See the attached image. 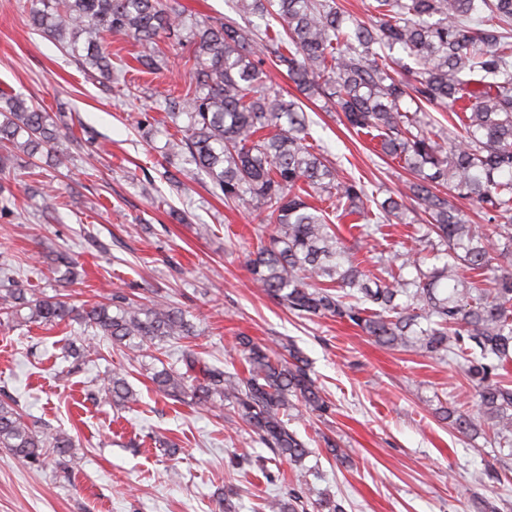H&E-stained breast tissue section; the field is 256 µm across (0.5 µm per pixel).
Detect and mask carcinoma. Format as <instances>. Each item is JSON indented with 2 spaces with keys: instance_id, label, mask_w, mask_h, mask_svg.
I'll use <instances>...</instances> for the list:
<instances>
[{
  "instance_id": "cac0c4a2",
  "label": "carcinoma",
  "mask_w": 512,
  "mask_h": 512,
  "mask_svg": "<svg viewBox=\"0 0 512 512\" xmlns=\"http://www.w3.org/2000/svg\"><path fill=\"white\" fill-rule=\"evenodd\" d=\"M368 8L374 22L365 25L334 0H236L241 21L196 26L190 82L167 103L175 128L169 150L189 153L213 191L268 234L246 261L268 297L301 315L349 322L393 349L463 359L474 405L451 406L446 419L465 436L489 428L512 443V383L501 374L512 362V269L480 281L498 260L499 241L512 242V0H371ZM268 16L282 31L272 34L270 25L252 21ZM28 17L80 66L111 81L127 70L112 68L107 40L139 43L137 61L158 73L167 59L157 39L178 38L184 26L165 0H30ZM397 48L412 64L393 56ZM266 56L301 94L335 100L356 134L378 140L382 155L414 175L406 191L379 202L363 181L340 180L308 141L307 113L266 86ZM459 102L462 116L437 140L416 117ZM61 137L33 100L0 96L1 144L33 157L56 150ZM311 192L327 206L308 203ZM459 199L482 205L489 230L470 223ZM412 211L428 217L422 235L414 246L380 257L386 276L364 284L362 261L332 218L357 214L377 233ZM53 262L60 290L47 296L6 280L0 318L10 321L27 309L30 323L74 321L124 346L132 360L195 335L185 311L164 299L141 303L114 292L106 303L76 306L68 293L79 276L75 263L63 253ZM408 268L415 270L410 279L403 275ZM236 352L244 375L186 348L183 367L155 369L150 380L180 405H230L276 457L301 464L310 449L289 428L291 412L299 419L332 411L308 360L292 346L285 357L248 336L238 337ZM98 394L115 406L138 402L121 371ZM75 447L65 430L37 427L12 398H0V448L10 455L39 463L51 451L64 457ZM311 494L299 482L286 497L264 499L262 512H307L311 502L316 512H344L329 494L314 501Z\"/></svg>"
}]
</instances>
